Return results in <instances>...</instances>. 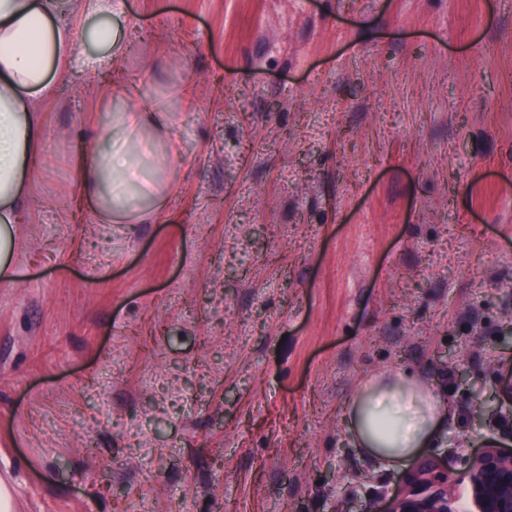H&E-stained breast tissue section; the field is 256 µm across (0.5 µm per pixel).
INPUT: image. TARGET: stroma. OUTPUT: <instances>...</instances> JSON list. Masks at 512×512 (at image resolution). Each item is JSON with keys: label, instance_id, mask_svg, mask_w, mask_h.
Wrapping results in <instances>:
<instances>
[{"label": "stroma", "instance_id": "1", "mask_svg": "<svg viewBox=\"0 0 512 512\" xmlns=\"http://www.w3.org/2000/svg\"><path fill=\"white\" fill-rule=\"evenodd\" d=\"M115 79L37 108L0 282L10 512H346L512 448V0H126ZM165 94L166 209L103 224L75 150ZM391 368L445 396L393 466L344 422ZM468 382H461L459 370Z\"/></svg>", "mask_w": 512, "mask_h": 512}]
</instances>
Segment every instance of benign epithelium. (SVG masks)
Wrapping results in <instances>:
<instances>
[{
	"label": "benign epithelium",
	"instance_id": "obj_1",
	"mask_svg": "<svg viewBox=\"0 0 512 512\" xmlns=\"http://www.w3.org/2000/svg\"><path fill=\"white\" fill-rule=\"evenodd\" d=\"M468 495L476 512H512V450L482 448L470 461ZM361 512H457L444 483L430 469L421 471L408 493L394 498L390 507L371 506Z\"/></svg>",
	"mask_w": 512,
	"mask_h": 512
}]
</instances>
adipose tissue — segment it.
<instances>
[{"label": "adipose tissue", "instance_id": "adipose-tissue-1", "mask_svg": "<svg viewBox=\"0 0 512 512\" xmlns=\"http://www.w3.org/2000/svg\"><path fill=\"white\" fill-rule=\"evenodd\" d=\"M124 0H0V280L13 278L15 227L23 223L28 189L36 171L42 124L39 98L51 95L76 53L77 23L97 18L90 33L102 53L86 65L97 74L114 71L128 46L115 26ZM174 121L157 97L113 105L92 147L79 149L80 197L109 224H141L159 215L169 197L175 146ZM447 408L420 375L394 369L362 380L345 423L368 455L402 464L431 447Z\"/></svg>", "mask_w": 512, "mask_h": 512}]
</instances>
